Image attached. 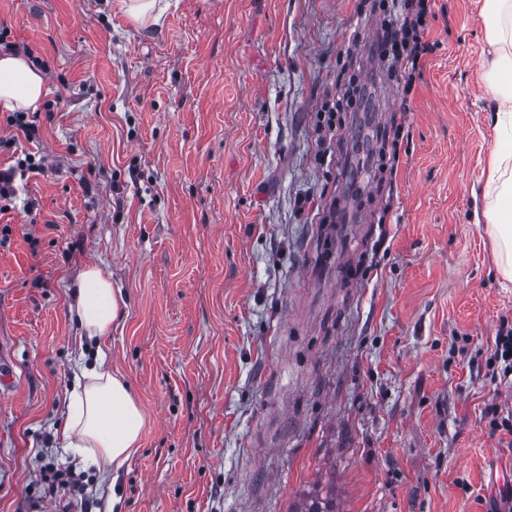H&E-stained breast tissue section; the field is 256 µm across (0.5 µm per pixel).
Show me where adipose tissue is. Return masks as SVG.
<instances>
[{
    "label": "adipose tissue",
    "mask_w": 512,
    "mask_h": 512,
    "mask_svg": "<svg viewBox=\"0 0 512 512\" xmlns=\"http://www.w3.org/2000/svg\"><path fill=\"white\" fill-rule=\"evenodd\" d=\"M486 37L498 56L512 53V0H484ZM487 80L498 101L495 127L502 141L491 155L485 180L484 215L500 275L512 281V82L496 72ZM46 93L43 75L21 55H0V106L8 110L35 105ZM121 288L99 268L83 271L71 293L69 309L85 339L106 337L123 316ZM107 350L74 376L67 404L62 448L74 449L103 474L118 472L136 452L145 424L143 410L122 377L107 367Z\"/></svg>",
    "instance_id": "ef3b65f1"
}]
</instances>
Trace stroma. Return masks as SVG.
<instances>
[{
	"label": "stroma",
	"instance_id": "35a3bbf8",
	"mask_svg": "<svg viewBox=\"0 0 512 512\" xmlns=\"http://www.w3.org/2000/svg\"><path fill=\"white\" fill-rule=\"evenodd\" d=\"M0 0L47 101L20 151L48 170L0 213V512H494L512 409L487 368L512 282L476 223L499 146L484 0H431L409 99L366 97L328 149L319 110L373 0ZM122 288L108 366L147 424L111 479L58 446L78 353L69 288ZM66 471L82 494L48 496ZM124 12L135 22L141 24L148 20H156L163 7L159 5V0H122Z\"/></svg>",
	"mask_w": 512,
	"mask_h": 512
}]
</instances>
